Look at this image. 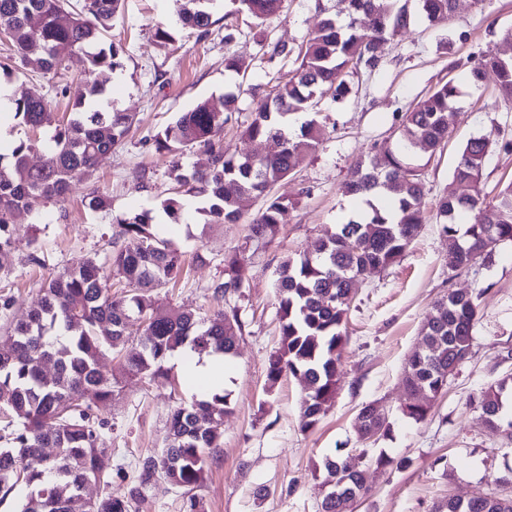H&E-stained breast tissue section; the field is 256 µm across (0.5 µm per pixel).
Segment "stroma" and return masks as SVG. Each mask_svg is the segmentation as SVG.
I'll list each match as a JSON object with an SVG mask.
<instances>
[{
    "label": "stroma",
    "mask_w": 512,
    "mask_h": 512,
    "mask_svg": "<svg viewBox=\"0 0 512 512\" xmlns=\"http://www.w3.org/2000/svg\"><path fill=\"white\" fill-rule=\"evenodd\" d=\"M345 0H284L279 15L254 25L243 14L216 11L207 34L181 27L175 0H123L108 34L122 43V65L100 74L114 108L131 112L135 123L112 152L100 158L92 174L72 181L64 200H44L16 213L11 224L14 242L0 257V298H11L0 310V344L6 329L40 299L44 280L84 258L108 261L114 246H127L113 224L116 215L149 213L162 236L191 260L188 276L175 288L155 292L158 305L195 311H237L243 323L239 354L227 361L224 387L231 394V413L224 416V443L213 449L204 483L192 494L155 477L137 504V512H186L195 497L202 512H318L317 479L324 457L363 455L369 463L371 490L353 505V512H432L443 499H462L491 490L505 498L512 486L498 477L512 470V443L489 428L472 400L482 388L512 373V244L500 245L490 258L449 276L448 239L435 219V203L447 190L461 147L472 137L490 134L512 140V103L501 101L493 81L464 84V66L472 55L512 49V0H457L450 20L416 26L388 48L382 66L351 75V95L336 101L323 97L316 106L324 129L322 144L285 179L275 194L296 199L277 239L266 245L247 243L249 223L261 200L246 198L235 224L212 225L198 200L186 201L179 221L162 210L176 193L170 177L172 160L186 169H204L209 156L202 150L171 157L156 152L153 134L179 112L201 100L222 103L238 91V110L224 128V154L239 157L255 152L244 130L252 120L253 93L267 94L295 59H269L262 45L283 42L297 46L319 25L324 12H337ZM173 39L161 43L157 24ZM245 61V76L224 68L225 56ZM449 81L460 83L462 110L454 117L447 143L425 169L424 221L399 262L360 280L345 325L346 345L336 399L317 426L300 427L307 385L284 375L268 384L267 359L280 343L277 269L286 255L306 250L334 225L355 215L357 204L341 192L354 162L377 145L393 144L401 113ZM78 88L77 71L60 75L36 62L11 59L0 43V85L14 97L36 94L50 101L58 120L72 109L70 98L57 95L60 84ZM98 191L111 207L93 211L87 196ZM244 249L245 288L241 295L214 300L209 287L222 278L224 256ZM208 261L193 263L195 251ZM478 292V320L467 359L448 379L425 421L401 412L400 375L406 360L421 345L420 328L436 301L448 291ZM168 380L128 375L113 366L117 378L112 399L95 408L102 419L105 441L112 450V494L126 497L136 484L143 454L160 452L167 444V414L191 401L196 391L174 364ZM373 403L389 416L387 437L360 442L357 414ZM406 457L408 469H373L379 455Z\"/></svg>",
    "instance_id": "1"
}]
</instances>
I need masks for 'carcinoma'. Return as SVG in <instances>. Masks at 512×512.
<instances>
[{
    "label": "carcinoma",
    "instance_id": "carcinoma-1",
    "mask_svg": "<svg viewBox=\"0 0 512 512\" xmlns=\"http://www.w3.org/2000/svg\"><path fill=\"white\" fill-rule=\"evenodd\" d=\"M68 0H0V34L14 54L26 62L36 58L47 71L76 69L84 77L74 93L70 120L59 128L39 165L29 162L36 149L21 141L0 147V252L13 244L10 219L40 200L62 198L70 179L87 173L128 134L134 116L119 112L105 86L89 77L120 66L123 47L102 46L112 28L121 0H84L82 11L63 19ZM183 26L206 31L212 25L214 0H177ZM235 13L257 21L278 14L283 0H230ZM454 0H414L410 9L395 0H348L350 22L334 16L322 20L305 44L294 49L277 43L270 57L297 54L299 65L281 78L254 110L245 129L253 141L264 143L259 155L227 159L221 133L236 111L238 96L224 95L218 109L204 100L181 113L154 136L159 153H178L199 147L210 157L204 171H188L172 162L170 174L187 196L199 197L201 212L211 224L236 223L239 200L253 196L263 201L250 221V239L273 241L295 202L272 193L320 144L324 131L317 120L304 122L300 132L288 131L290 116L313 111L317 98L336 100L350 93L346 76L363 68L377 69L386 46L420 18L433 25L451 18ZM493 75L498 97L512 101V59L484 52L472 58L464 72L466 82L480 85ZM458 85L446 82L399 117L395 146L383 147L359 158L341 191L364 197L365 211L337 224L308 252L287 256L280 263L276 288L280 345L270 354L267 379L276 383L291 374L307 380L301 428L320 421L338 389V365L346 342L343 325L360 278L393 265L417 237L422 223L425 192L423 160L409 155L414 142L433 156L448 139L451 110L459 100ZM15 116L32 128L52 124L53 112L45 100L22 96L13 100ZM512 152V141L488 135L469 139L460 150L448 190L436 202V219L448 237V272L468 268L490 256L500 244L512 243V182L492 199L480 189L482 166L490 151ZM386 193L390 209L366 198L371 190ZM119 234L136 241L133 248L112 252L107 266L88 258L78 267L47 279L38 307L11 328L8 344L0 347V413L4 417L0 448V492L9 494L19 482L30 488L21 512H132L134 501L156 476L192 491L204 480L206 457L222 445L224 415L230 412L228 395L214 393L174 407L167 415L168 443L159 453L141 461L138 483L128 497L107 492L95 500L82 498L84 486L112 484V449L105 446L92 403L112 399L113 378L101 359L124 345L126 321L133 315L144 323V333L124 355L129 374L160 377L168 355L186 346L199 355L231 358L242 338L238 314L218 311L208 319L192 311L156 306L153 292L178 282L184 275L182 253L170 241L156 236L152 217L117 215ZM244 254L238 249L224 256V277L209 289L224 299L244 287ZM122 286L112 292V280ZM476 298L450 291L438 300L421 329L423 345L407 360L401 384L402 414L416 422L426 419L432 402L448 384V375L468 356L477 321ZM53 361L46 373L41 364ZM512 399V375L484 388L475 408L489 426L512 438V416L505 402ZM358 434L366 441L391 430L388 415L366 404L358 413ZM55 448V456L44 449ZM324 481H335L336 497L321 500V512H349L368 491L363 461L340 455L325 458ZM434 512H512V497L483 493L464 501L453 497Z\"/></svg>",
    "mask_w": 512,
    "mask_h": 512
}]
</instances>
